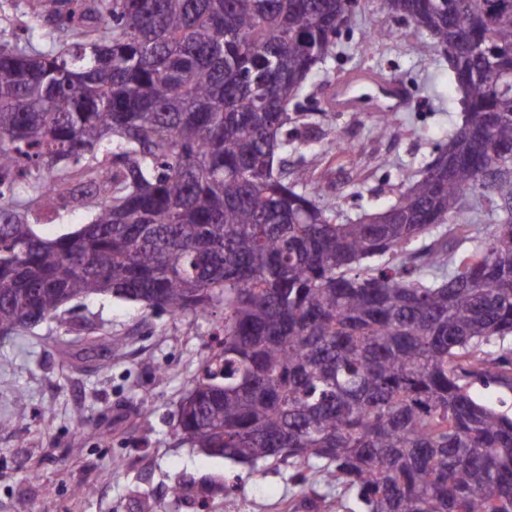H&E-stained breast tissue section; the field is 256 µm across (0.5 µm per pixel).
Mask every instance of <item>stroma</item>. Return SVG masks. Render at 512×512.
<instances>
[{"instance_id": "obj_1", "label": "stroma", "mask_w": 512, "mask_h": 512, "mask_svg": "<svg viewBox=\"0 0 512 512\" xmlns=\"http://www.w3.org/2000/svg\"><path fill=\"white\" fill-rule=\"evenodd\" d=\"M47 7V0H0V44L51 50L49 28L30 37L22 30ZM390 28L402 29V38L375 41ZM427 39L416 25H399L382 0H360L296 100L306 134L295 152L319 202L344 220L394 202L461 121L447 58L412 49ZM358 70L410 89L409 110L392 115L397 136L379 135L367 109L326 107L336 80ZM340 138L352 156L337 153ZM220 319L100 296L0 336V512H295L302 492H324L320 477L297 483L289 465L253 468L183 438L179 404L217 347ZM228 477L237 480L230 492ZM177 482L184 492L173 493ZM80 486L91 495L77 494Z\"/></svg>"}]
</instances>
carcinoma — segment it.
<instances>
[{
  "label": "carcinoma",
  "instance_id": "carcinoma-1",
  "mask_svg": "<svg viewBox=\"0 0 512 512\" xmlns=\"http://www.w3.org/2000/svg\"><path fill=\"white\" fill-rule=\"evenodd\" d=\"M55 2L54 50L0 48V336L106 294L220 307L193 447L321 472L344 512H512V415L476 389L512 390V0H384L464 115L354 222L288 147L357 0ZM91 218L90 210L68 211L57 215L51 221H40L37 223L36 229L44 237H55L72 230L79 224H87Z\"/></svg>",
  "mask_w": 512,
  "mask_h": 512
}]
</instances>
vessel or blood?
<instances>
[{"label":"vessel or blood","mask_w":512,"mask_h":512,"mask_svg":"<svg viewBox=\"0 0 512 512\" xmlns=\"http://www.w3.org/2000/svg\"><path fill=\"white\" fill-rule=\"evenodd\" d=\"M371 91L369 106L375 112H398L409 102L406 88L398 83L383 79L374 73L352 72L339 80L328 103L331 107L349 108L359 104L357 89Z\"/></svg>","instance_id":"1"}]
</instances>
